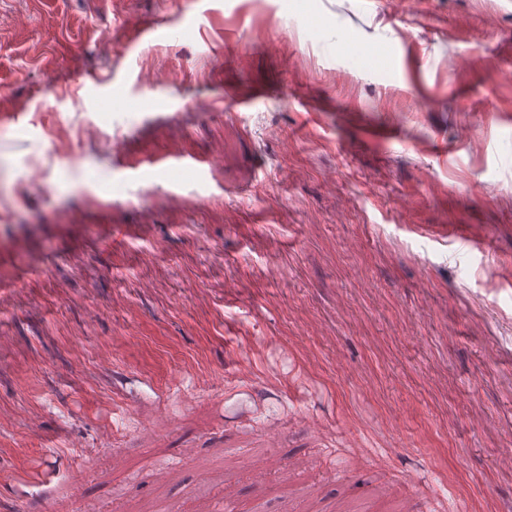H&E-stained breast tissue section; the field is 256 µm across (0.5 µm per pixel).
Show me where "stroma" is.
Returning a JSON list of instances; mask_svg holds the SVG:
<instances>
[{
	"label": "stroma",
	"instance_id": "35a3bbf8",
	"mask_svg": "<svg viewBox=\"0 0 512 512\" xmlns=\"http://www.w3.org/2000/svg\"><path fill=\"white\" fill-rule=\"evenodd\" d=\"M493 64L512 0H0V512H512Z\"/></svg>",
	"mask_w": 512,
	"mask_h": 512
}]
</instances>
